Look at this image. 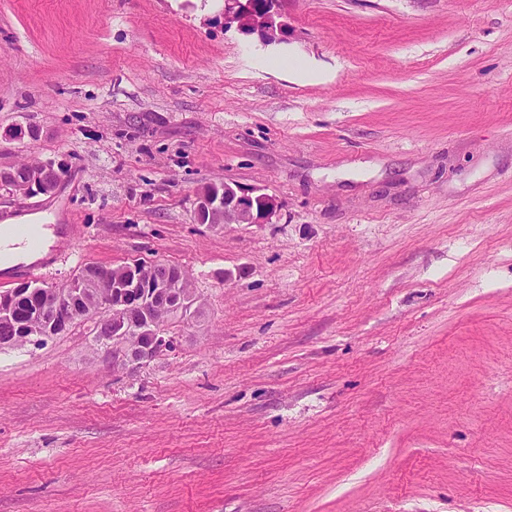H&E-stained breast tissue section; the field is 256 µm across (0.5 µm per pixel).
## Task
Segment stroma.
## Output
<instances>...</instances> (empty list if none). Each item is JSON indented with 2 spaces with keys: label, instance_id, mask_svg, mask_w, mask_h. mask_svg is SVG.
<instances>
[{
  "label": "stroma",
  "instance_id": "35a3bbf8",
  "mask_svg": "<svg viewBox=\"0 0 512 512\" xmlns=\"http://www.w3.org/2000/svg\"><path fill=\"white\" fill-rule=\"evenodd\" d=\"M219 10L0 0V169L62 171L0 223L202 306L132 371L89 321L0 348V512H512V0ZM224 180L277 213L195 223ZM225 28H235L246 36L256 35L263 45H276L288 39L284 0H220Z\"/></svg>",
  "mask_w": 512,
  "mask_h": 512
}]
</instances>
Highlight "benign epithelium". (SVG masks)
<instances>
[{
  "label": "benign epithelium",
  "mask_w": 512,
  "mask_h": 512,
  "mask_svg": "<svg viewBox=\"0 0 512 512\" xmlns=\"http://www.w3.org/2000/svg\"><path fill=\"white\" fill-rule=\"evenodd\" d=\"M224 28H234L246 36H257L264 45H276L288 39L289 27L284 19V0H221ZM34 171L23 181L18 193L25 196L52 193L60 174L54 165L33 163ZM278 209L275 197L257 188L245 189L237 183H206L197 192L195 219L199 224H265ZM17 289L0 291V320L12 322L21 317L20 335L3 336L1 346H20L44 340L42 330L27 322L39 316L55 326L76 319L75 298L81 288H46L32 284L25 289L37 298L28 313H19L14 303ZM186 275L178 268L162 265L144 275L132 266L112 278L110 294L101 300L94 325L97 345L112 350V357L125 366L139 367L176 346L175 338L164 334L156 324L159 309L178 315L194 304Z\"/></svg>",
  "instance_id": "obj_1"
}]
</instances>
